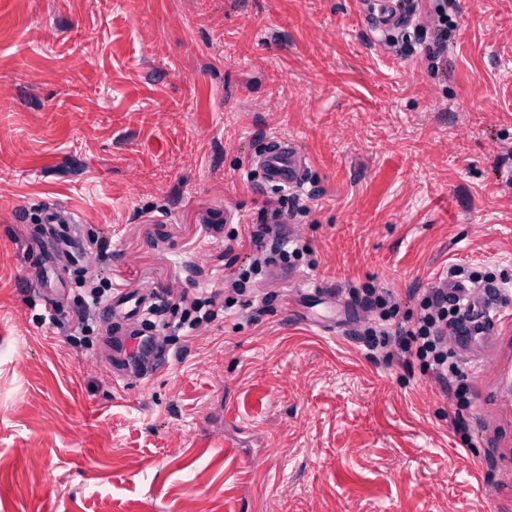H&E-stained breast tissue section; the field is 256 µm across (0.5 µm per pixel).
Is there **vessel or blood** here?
<instances>
[{
    "label": "vessel or blood",
    "mask_w": 512,
    "mask_h": 512,
    "mask_svg": "<svg viewBox=\"0 0 512 512\" xmlns=\"http://www.w3.org/2000/svg\"><path fill=\"white\" fill-rule=\"evenodd\" d=\"M418 0H364L363 14L368 28L381 38L414 17ZM262 184L295 188L307 179L309 164L300 146L291 140H273L253 159ZM441 291L460 302V314L450 329L454 350L470 360L474 349L483 347L495 334V320L489 317L483 302L460 281H442ZM153 302L151 295H129L114 291L107 305L109 328L116 354L111 377L116 381L135 378L150 380L168 360V349L153 330L147 329L145 313Z\"/></svg>",
    "instance_id": "obj_1"
}]
</instances>
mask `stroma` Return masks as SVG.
<instances>
[{
	"label": "stroma",
	"mask_w": 512,
	"mask_h": 512,
	"mask_svg": "<svg viewBox=\"0 0 512 512\" xmlns=\"http://www.w3.org/2000/svg\"><path fill=\"white\" fill-rule=\"evenodd\" d=\"M183 2L0 0V512H512V292L475 290L499 349L462 365L470 449L352 297L387 289L406 319L449 266L512 282V0H450L442 50L433 12L380 44L357 0ZM288 138L299 193L251 166ZM266 211L264 257L287 235L351 310L261 273L162 335L145 383L106 377L104 308L69 341L95 274L179 320L250 257L222 247L233 217ZM40 235L54 268L26 262ZM233 298L224 297L223 291L211 290L204 292L200 296H193L192 298H184L182 302L185 303L184 316L181 317L179 323L171 325L163 323L162 330L173 328L174 331H179L188 327L190 330L200 322L215 321L219 315H223L227 309L234 306Z\"/></svg>",
	"instance_id": "stroma-1"
}]
</instances>
